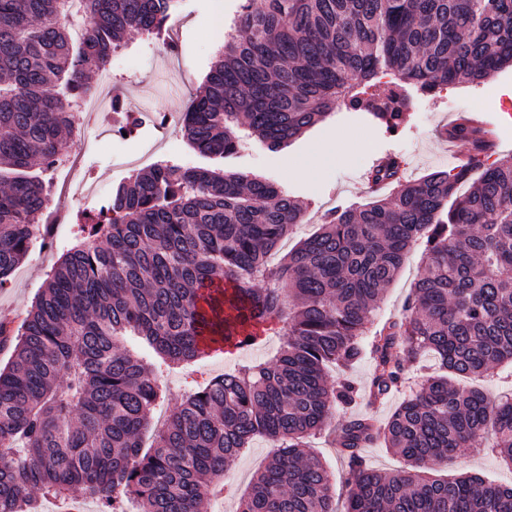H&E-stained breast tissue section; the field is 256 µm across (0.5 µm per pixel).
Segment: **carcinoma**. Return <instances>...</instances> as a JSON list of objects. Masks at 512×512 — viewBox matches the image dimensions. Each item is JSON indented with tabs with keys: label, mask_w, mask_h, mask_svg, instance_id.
Segmentation results:
<instances>
[{
	"label": "carcinoma",
	"mask_w": 512,
	"mask_h": 512,
	"mask_svg": "<svg viewBox=\"0 0 512 512\" xmlns=\"http://www.w3.org/2000/svg\"><path fill=\"white\" fill-rule=\"evenodd\" d=\"M177 2L79 0L80 38L64 0H0V288L43 224L47 164L74 128L69 103L92 94L86 72L108 71L126 33L166 27ZM252 2L182 116L203 156L232 155L252 136L282 147L337 107L397 132L414 95L512 67V0ZM381 74L392 76L386 90ZM112 111L137 128L119 94ZM445 135L473 151L455 173L411 183L402 159H385L371 181L390 196L328 212L276 265L269 255L305 210L274 184L160 161L118 186L80 227L105 244L67 251L17 331L0 324V346L16 336L0 367V512H39L34 492L61 498L75 487L102 512H196L259 436L273 451L239 512H336L329 472L304 452L326 430L348 458L346 512H512L511 485L419 472L453 467L463 448H493L512 464V395L493 402L456 386L512 364V158L464 191L493 132L462 114ZM419 239L427 261L402 317L367 340L371 310ZM274 324L285 340L273 362L212 380L143 445L161 373ZM127 336L143 355L121 347ZM425 353L438 372L384 426L334 424L356 395L348 380L329 383L330 367L370 355L375 403ZM376 442L406 467L368 468L361 450Z\"/></svg>",
	"instance_id": "carcinoma-1"
}]
</instances>
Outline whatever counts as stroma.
<instances>
[{
    "label": "stroma",
    "instance_id": "stroma-1",
    "mask_svg": "<svg viewBox=\"0 0 512 512\" xmlns=\"http://www.w3.org/2000/svg\"><path fill=\"white\" fill-rule=\"evenodd\" d=\"M243 2L181 0L171 28V40L130 37L128 48L112 60L110 82H96L95 90L103 97L119 92L128 110L145 116L146 123L130 138L116 139L112 136V128L118 121L115 112L104 109L86 116L82 134L72 136L64 151L80 158L82 175L95 187L96 194L82 198L67 191V175L62 172L56 177V199L65 200L77 213L99 211L111 199L116 187L136 173L132 161L148 145L154 148V161L183 167L208 166V159L198 155L183 137L180 118L202 86L217 53L213 34L215 4H222L224 16L229 19ZM511 96V68L503 69L491 80L478 85L459 83L434 97L418 96L413 101L409 123L395 134L387 132L365 114L338 109L283 149L274 151L259 140H250L236 155L225 158L223 168L263 177L303 204L305 222L285 240L283 249L288 252L318 230L330 209L357 205L371 198L372 192L363 176L382 156L402 157L407 164L406 174L412 179L433 171H452L456 161L448 150L443 131L459 113L482 111L497 134L493 159L512 155V118L504 117L499 109L500 100ZM163 116L169 118V125L156 126L155 118ZM317 155L322 158L318 170L305 173V165ZM48 231L50 246L35 242L10 282L0 288V322L13 327L20 324L54 264L79 239V226L75 223L52 224ZM424 264L421 247H412L373 314L374 325L403 313ZM282 342V333L275 327L266 330L257 343L214 351L189 366L166 371L162 384L168 397L153 410L154 420L165 419L184 395L239 364L272 361ZM433 368V357H422L419 364L407 369L408 386L389 393L374 405L358 402L352 408L353 413L386 423L409 395L411 384L417 383L421 373ZM270 453L266 441L255 440L229 467L235 495L204 501L203 512H237L238 494L247 490ZM453 471L476 473L485 479L512 485V470L488 448L464 450Z\"/></svg>",
    "mask_w": 512,
    "mask_h": 512
}]
</instances>
